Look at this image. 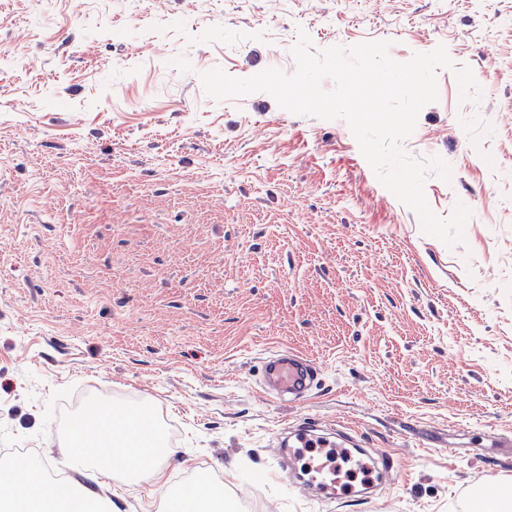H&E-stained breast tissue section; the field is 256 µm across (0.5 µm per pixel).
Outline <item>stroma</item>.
<instances>
[{"instance_id": "35a3bbf8", "label": "stroma", "mask_w": 512, "mask_h": 512, "mask_svg": "<svg viewBox=\"0 0 512 512\" xmlns=\"http://www.w3.org/2000/svg\"><path fill=\"white\" fill-rule=\"evenodd\" d=\"M0 0V460L65 452L55 409L147 403L166 484L206 471L236 512H468L512 480V0ZM315 48L445 45L454 70L402 142L442 157L447 246L380 182L348 123L268 93L214 101L200 75L294 72ZM319 369L309 400L265 394L262 358ZM313 415L401 465L372 501L307 503L274 436ZM455 453H448V446ZM96 490L158 512L148 483Z\"/></svg>"}]
</instances>
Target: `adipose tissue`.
<instances>
[{"instance_id":"1","label":"adipose tissue","mask_w":512,"mask_h":512,"mask_svg":"<svg viewBox=\"0 0 512 512\" xmlns=\"http://www.w3.org/2000/svg\"><path fill=\"white\" fill-rule=\"evenodd\" d=\"M100 427H109L112 417L123 422L124 435L112 444L96 449V462L87 463L94 475H116L127 481L149 477L163 484L166 458L169 454L158 424H145L137 410L125 407L98 406ZM43 471L39 461H31L23 484L0 483V512H66L64 494L51 497L30 492ZM224 490L206 478L195 480L188 487L168 498L166 512H226Z\"/></svg>"}]
</instances>
